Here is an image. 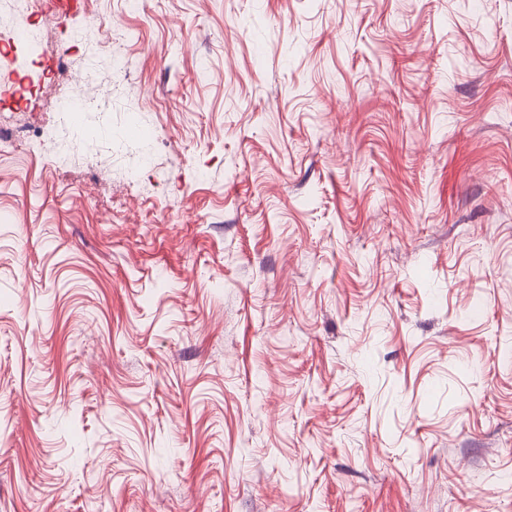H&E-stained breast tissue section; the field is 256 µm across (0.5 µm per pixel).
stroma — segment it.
Masks as SVG:
<instances>
[{
	"label": "stroma",
	"mask_w": 512,
	"mask_h": 512,
	"mask_svg": "<svg viewBox=\"0 0 512 512\" xmlns=\"http://www.w3.org/2000/svg\"><path fill=\"white\" fill-rule=\"evenodd\" d=\"M87 11L148 139L0 156V512H512V0Z\"/></svg>",
	"instance_id": "35a3bbf8"
}]
</instances>
